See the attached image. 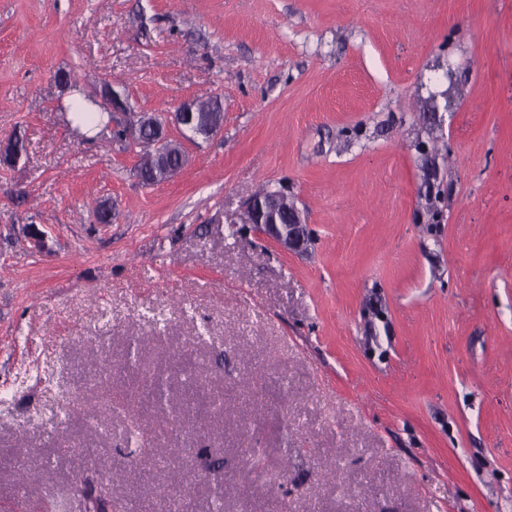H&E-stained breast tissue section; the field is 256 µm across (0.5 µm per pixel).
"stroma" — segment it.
<instances>
[{"label": "stroma", "mask_w": 512, "mask_h": 512, "mask_svg": "<svg viewBox=\"0 0 512 512\" xmlns=\"http://www.w3.org/2000/svg\"><path fill=\"white\" fill-rule=\"evenodd\" d=\"M106 84L129 109L82 135L66 101ZM215 95L223 131L143 184L117 129ZM0 142V512L172 475L195 512L217 480L224 512H512V0H0ZM261 189L301 248L244 223ZM132 339L196 370L177 426L103 389L179 458L87 426L78 375Z\"/></svg>", "instance_id": "1"}]
</instances>
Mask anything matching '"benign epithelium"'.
<instances>
[{
    "mask_svg": "<svg viewBox=\"0 0 512 512\" xmlns=\"http://www.w3.org/2000/svg\"><path fill=\"white\" fill-rule=\"evenodd\" d=\"M171 123L185 133L209 138L223 130L224 108L201 112L196 103L184 102L162 118L146 115L139 117L131 138L139 143L144 132L151 133L154 152L151 154L150 166L158 181L170 178L187 162L182 144L168 137L167 127ZM243 222L263 230L287 249H296L307 240L306 225L299 209L288 196L279 192L270 191L253 198L245 209Z\"/></svg>",
    "mask_w": 512,
    "mask_h": 512,
    "instance_id": "obj_1",
    "label": "benign epithelium"
}]
</instances>
